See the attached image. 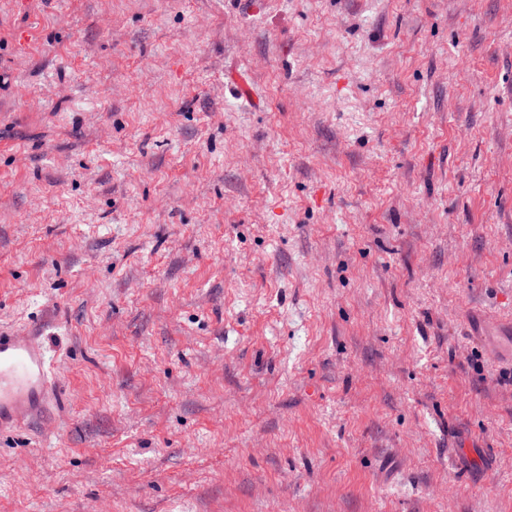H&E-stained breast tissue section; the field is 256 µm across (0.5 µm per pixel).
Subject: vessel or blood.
I'll return each mask as SVG.
<instances>
[{"mask_svg": "<svg viewBox=\"0 0 512 512\" xmlns=\"http://www.w3.org/2000/svg\"><path fill=\"white\" fill-rule=\"evenodd\" d=\"M50 391L47 354L37 337L0 331V432L41 418Z\"/></svg>", "mask_w": 512, "mask_h": 512, "instance_id": "1", "label": "vessel or blood"}]
</instances>
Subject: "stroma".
<instances>
[{
	"label": "stroma",
	"mask_w": 512,
	"mask_h": 512,
	"mask_svg": "<svg viewBox=\"0 0 512 512\" xmlns=\"http://www.w3.org/2000/svg\"><path fill=\"white\" fill-rule=\"evenodd\" d=\"M512 0H0V512H512ZM50 391L47 354L37 337L0 331V432L41 418Z\"/></svg>",
	"instance_id": "obj_1"
}]
</instances>
